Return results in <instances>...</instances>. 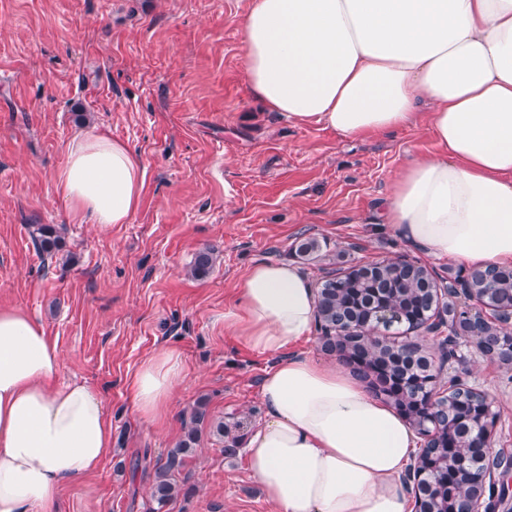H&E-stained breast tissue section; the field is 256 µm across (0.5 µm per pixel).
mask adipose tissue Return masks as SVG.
Listing matches in <instances>:
<instances>
[{"mask_svg": "<svg viewBox=\"0 0 512 512\" xmlns=\"http://www.w3.org/2000/svg\"><path fill=\"white\" fill-rule=\"evenodd\" d=\"M251 91L268 111L343 137L413 125L427 106L438 154L402 170L381 223L425 255L512 265V0H253L241 23ZM56 175L68 221L108 230L138 210L145 169L127 142L72 138ZM317 295L284 261L254 263L224 328L275 356L248 468L276 512H412L402 475L414 429L340 361L291 353ZM40 322L0 307V512H52L64 483L96 473L112 441L102 397L60 382ZM185 374L164 347L136 371L137 415L160 422Z\"/></svg>", "mask_w": 512, "mask_h": 512, "instance_id": "1", "label": "adipose tissue"}]
</instances>
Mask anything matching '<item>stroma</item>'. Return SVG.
Returning a JSON list of instances; mask_svg holds the SVG:
<instances>
[{"mask_svg":"<svg viewBox=\"0 0 512 512\" xmlns=\"http://www.w3.org/2000/svg\"><path fill=\"white\" fill-rule=\"evenodd\" d=\"M251 4L0 0V307L43 325L62 379L96 390L112 419L102 468L66 483L54 512H148L154 471L201 399L226 434L202 433L182 473L191 492L165 512H273L245 457L271 360L224 330L254 262H293L316 287L328 272L398 259L443 278L467 272L378 221L398 174L439 151L425 121L350 140L265 111L243 62ZM84 130L128 142L145 167L139 209L107 232L68 223L57 194L64 146ZM36 224L60 231L52 264L34 248ZM309 238L319 249L305 257ZM205 247L216 263L196 279L189 266ZM456 343L466 360L448 374L488 395L489 446L512 455V365ZM162 346L181 352L186 375L160 426L138 418L129 387Z\"/></svg>","mask_w":512,"mask_h":512,"instance_id":"obj_1","label":"stroma"}]
</instances>
